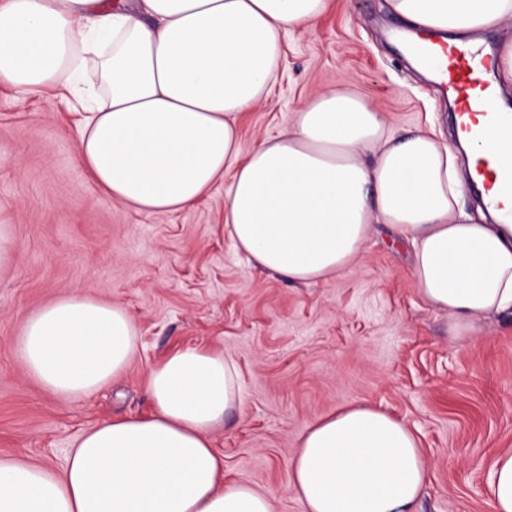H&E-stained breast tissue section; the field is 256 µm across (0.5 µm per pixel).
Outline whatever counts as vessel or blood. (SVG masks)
I'll use <instances>...</instances> for the list:
<instances>
[{
  "label": "vessel or blood",
  "instance_id": "vessel-or-blood-1",
  "mask_svg": "<svg viewBox=\"0 0 512 512\" xmlns=\"http://www.w3.org/2000/svg\"><path fill=\"white\" fill-rule=\"evenodd\" d=\"M409 50L444 79L458 106L459 126L464 136L484 141L492 129H512V108H495L492 83L486 70L476 63L474 54L432 41L412 43ZM477 173L484 192L493 194L497 207L512 202V165H502L491 171L481 163Z\"/></svg>",
  "mask_w": 512,
  "mask_h": 512
}]
</instances>
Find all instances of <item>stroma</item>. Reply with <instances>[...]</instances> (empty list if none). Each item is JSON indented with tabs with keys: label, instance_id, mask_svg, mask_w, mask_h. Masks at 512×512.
Returning a JSON list of instances; mask_svg holds the SVG:
<instances>
[{
	"label": "stroma",
	"instance_id": "35a3bbf8",
	"mask_svg": "<svg viewBox=\"0 0 512 512\" xmlns=\"http://www.w3.org/2000/svg\"><path fill=\"white\" fill-rule=\"evenodd\" d=\"M398 27L385 0H331L313 32L286 36L283 81L246 113L244 147L335 86L355 88L397 133L454 141L452 101L406 59ZM76 145L64 106L0 87V201L14 205L20 243L13 274L0 279V458L63 470L90 425L152 412V366L179 349L220 348L239 366L243 402L213 431L214 446L229 478L273 493V512H304L288 459L309 422L354 399L417 430L431 475L416 512H489L484 477L512 449L511 317L451 336L414 285L409 247L382 227L354 272L288 283L236 251L224 189L189 211L138 212L99 190ZM73 291L126 306L140 339L109 387L64 403L30 376L17 339L30 313Z\"/></svg>",
	"mask_w": 512,
	"mask_h": 512
}]
</instances>
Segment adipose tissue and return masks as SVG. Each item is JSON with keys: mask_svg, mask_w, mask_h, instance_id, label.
I'll list each match as a JSON object with an SVG mask.
<instances>
[{"mask_svg": "<svg viewBox=\"0 0 512 512\" xmlns=\"http://www.w3.org/2000/svg\"><path fill=\"white\" fill-rule=\"evenodd\" d=\"M429 35L512 20V0H386ZM329 0H0V84L19 97L59 85L77 116L76 162L114 201L192 209L225 186L224 224L260 269L309 285L354 270L376 225L413 246L423 299L471 336L512 316V224L464 208L463 166L512 164V130L458 159L435 132L390 135L353 91L324 92L243 149L239 120L281 76L286 35L316 28ZM96 79L86 82L85 64ZM136 323L120 303L71 292L29 315L19 352L55 399L91 396L126 371ZM147 416L83 432L63 471L0 459V512H272L270 492L226 479L211 432L241 405L236 363L185 348L152 366ZM429 481L415 431L366 400L315 418L288 460L305 512H414ZM492 512H512V451L494 460Z\"/></svg>", "mask_w": 512, "mask_h": 512, "instance_id": "ef3b65f1", "label": "adipose tissue"}]
</instances>
